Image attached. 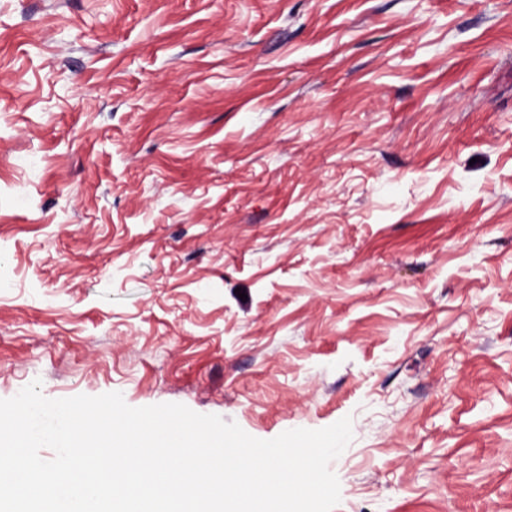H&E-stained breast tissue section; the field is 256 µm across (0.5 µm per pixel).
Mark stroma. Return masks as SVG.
<instances>
[{
    "label": "stroma",
    "mask_w": 512,
    "mask_h": 512,
    "mask_svg": "<svg viewBox=\"0 0 512 512\" xmlns=\"http://www.w3.org/2000/svg\"><path fill=\"white\" fill-rule=\"evenodd\" d=\"M258 439L334 512H512V0H0V398Z\"/></svg>",
    "instance_id": "obj_1"
}]
</instances>
